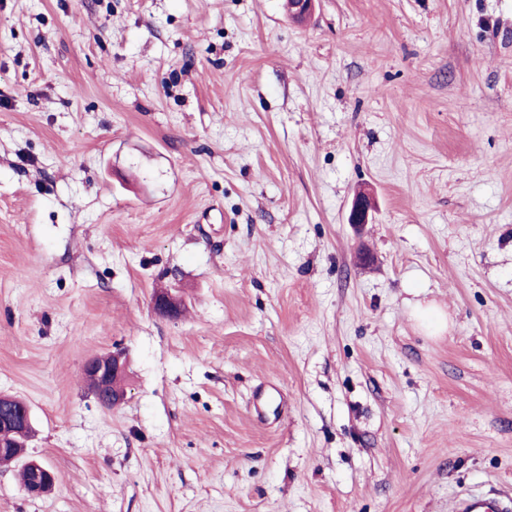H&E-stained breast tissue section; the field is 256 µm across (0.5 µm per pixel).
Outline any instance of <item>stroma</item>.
Here are the masks:
<instances>
[{
    "mask_svg": "<svg viewBox=\"0 0 512 512\" xmlns=\"http://www.w3.org/2000/svg\"><path fill=\"white\" fill-rule=\"evenodd\" d=\"M1 393L0 512L512 489V0H0ZM83 371L87 379L89 378L88 374L95 377L99 392L105 396V404L109 409L119 404L124 398V389L115 387V382L125 373V360L122 352L112 351L92 358L86 362ZM28 434H19L10 428L0 429L1 444V464L11 465L19 462L23 458L24 443ZM7 447V448H4ZM4 450V451H3ZM32 469L33 475L31 479L32 471L30 468V461L24 462L21 465L19 476L27 494L36 497L48 491L54 485L56 476L50 468L39 462H35L32 465Z\"/></svg>",
    "mask_w": 512,
    "mask_h": 512,
    "instance_id": "35a3bbf8",
    "label": "stroma"
}]
</instances>
